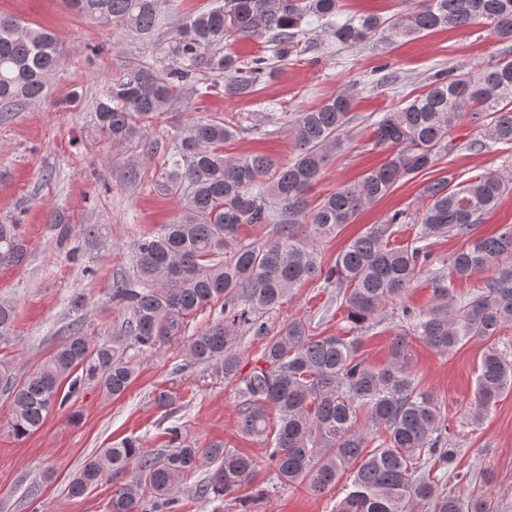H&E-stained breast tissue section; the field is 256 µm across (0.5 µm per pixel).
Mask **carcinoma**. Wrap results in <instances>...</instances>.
Listing matches in <instances>:
<instances>
[{
  "instance_id": "carcinoma-1",
  "label": "carcinoma",
  "mask_w": 512,
  "mask_h": 512,
  "mask_svg": "<svg viewBox=\"0 0 512 512\" xmlns=\"http://www.w3.org/2000/svg\"><path fill=\"white\" fill-rule=\"evenodd\" d=\"M69 4L123 34L147 38L165 25L172 29L168 63L125 64L95 107L96 124L109 141L148 151L154 143L147 130L183 95H206L221 78L224 94L250 95L275 76L273 60L311 50L301 38L305 19L330 23L331 37L347 47L387 24L376 15L333 21L341 0H213L209 9L183 17L162 12L161 0ZM479 20L499 40L512 41V0H416L392 28L406 37ZM262 36L268 47L247 63L228 51L233 42ZM65 63L48 30L0 17V112L12 111L21 100L41 99L50 76ZM349 109L342 93L293 113L298 154L286 165L265 155L224 156V144L244 129L240 120L200 116L171 123L156 186L181 207L173 221L134 242L132 275L112 284V305L126 315L122 334L93 343L75 329L21 379L1 359L0 391L13 403L8 431L19 439L33 434L84 384L121 396L136 374L139 354L184 334L189 318L218 302L219 317L188 338V350L237 382L240 430L271 442L279 485H303L320 495L344 478L347 492L335 512H420L429 504L433 512H488L485 502L465 503L439 487L442 476L434 471L448 469L455 449L447 415L409 368L406 337L396 336L387 363L376 367L361 357L358 336H319L301 318L271 336L261 316L281 308L297 286L321 278L339 288L355 326L386 309L443 354L470 338L489 341L512 324V227L489 237L471 235L512 186L511 173L488 170L454 186L444 177L429 181L421 190L420 231L406 243L395 244L406 218L400 212L350 240L326 272L317 249L398 183L432 168L449 129L464 115L487 118L484 139L469 149L512 145V58L477 74H434L425 93L377 121L374 146L386 151L384 162L313 206L307 193L330 155L345 146ZM245 224L275 229L265 239L247 241L240 236ZM447 235L465 239L449 258L452 274L483 278L481 289L457 300L438 280L434 304L416 311L404 304L405 294L431 261L430 239ZM25 252L19 221L0 224V267L21 263ZM14 320L15 305L1 300L0 343ZM242 326L268 337L262 364L246 374L236 346ZM511 387L512 362L495 345L486 347L470 403L473 419ZM168 434V449L156 456L144 454L132 439L102 449L72 476L69 494L83 496L109 470L127 471L130 477L113 491L107 512H164L204 457L216 468L196 485L202 497L231 496L256 472L257 462L248 455L221 444L200 448L177 425Z\"/></svg>"
}]
</instances>
